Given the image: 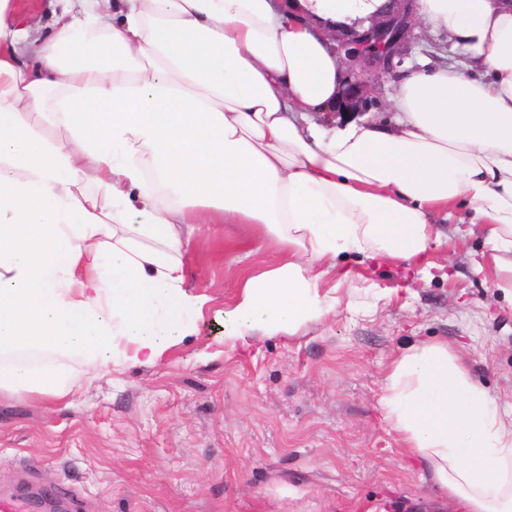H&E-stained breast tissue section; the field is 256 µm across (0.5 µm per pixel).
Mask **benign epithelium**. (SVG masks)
Masks as SVG:
<instances>
[{"label":"benign epithelium","mask_w":512,"mask_h":512,"mask_svg":"<svg viewBox=\"0 0 512 512\" xmlns=\"http://www.w3.org/2000/svg\"><path fill=\"white\" fill-rule=\"evenodd\" d=\"M411 22L406 0H392V8L382 21L351 35L344 44L345 55L374 76L390 73L395 68L394 58L399 55L400 44ZM372 93V81L352 83L345 89L338 110L366 112L372 105Z\"/></svg>","instance_id":"7a95c632"}]
</instances>
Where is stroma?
<instances>
[{"instance_id": "obj_1", "label": "stroma", "mask_w": 512, "mask_h": 512, "mask_svg": "<svg viewBox=\"0 0 512 512\" xmlns=\"http://www.w3.org/2000/svg\"><path fill=\"white\" fill-rule=\"evenodd\" d=\"M456 54L428 26L409 31L398 72L374 81L372 115L401 72ZM468 210L417 267L339 259L322 290L337 304L290 336L248 350L224 338L241 284L277 254L249 224H206L184 261L207 295L189 335L154 364L72 361L67 402L0 400V494L47 488L69 512H466L407 455L381 405L393 361L442 341L503 412L512 411V299L486 270L490 246Z\"/></svg>"}]
</instances>
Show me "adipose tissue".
Masks as SVG:
<instances>
[{
  "label": "adipose tissue",
  "instance_id": "ef3b65f1",
  "mask_svg": "<svg viewBox=\"0 0 512 512\" xmlns=\"http://www.w3.org/2000/svg\"><path fill=\"white\" fill-rule=\"evenodd\" d=\"M77 2L33 47L19 0H0V397H65L73 356L157 362L205 302L184 289L201 224L255 225L282 255L242 285L226 336L245 348L320 319L339 256L417 264L444 242L432 215L465 205L512 296V0H417L462 61L412 67L389 98L395 127L330 135L307 116L345 88L331 36L388 0ZM383 391L439 488L468 512H512V419L447 344L396 360Z\"/></svg>",
  "mask_w": 512,
  "mask_h": 512
}]
</instances>
